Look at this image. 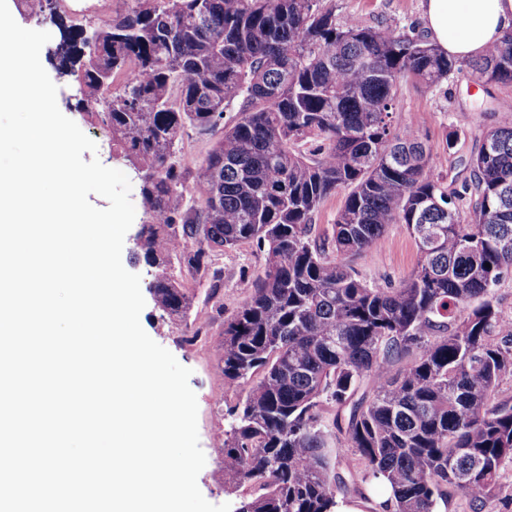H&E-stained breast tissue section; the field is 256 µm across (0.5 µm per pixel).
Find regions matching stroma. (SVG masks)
I'll list each match as a JSON object with an SVG mask.
<instances>
[{"label": "stroma", "instance_id": "stroma-1", "mask_svg": "<svg viewBox=\"0 0 512 512\" xmlns=\"http://www.w3.org/2000/svg\"><path fill=\"white\" fill-rule=\"evenodd\" d=\"M337 18L356 17L364 23L393 25L424 32L421 0H333ZM41 63L58 88L57 103L79 128L97 145V157L107 167L121 168V161L112 157L111 134L100 122L71 111L68 102L74 93L69 80L58 77L47 54ZM512 113V85H481L469 69L450 75L447 82L436 88H425L412 79H402L398 85L393 112L397 128L413 126L420 130L430 147L433 173L445 186L462 190L470 173L465 165L476 154L483 133L504 113ZM454 136V149H446L447 136ZM130 198L138 211L135 224L128 231L122 251L124 267L139 274L142 286H149L155 270L135 257V238L146 216L141 212L138 177H131ZM414 241L400 228L390 229L384 244L353 259V266L366 280L379 285L399 284L406 280L417 263ZM212 261L224 277L217 290H210L205 279L185 277L184 288L193 297V307L187 319L169 318L146 303L140 322L147 334L169 350L178 362L190 368L189 384L198 402V432L206 465L198 476V486L204 498L215 505L226 503L224 471L214 437L224 434V413L237 397L224 391L219 342L224 322L248 296L252 283L265 266V256L254 246L244 244L232 251L214 250Z\"/></svg>", "mask_w": 512, "mask_h": 512}]
</instances>
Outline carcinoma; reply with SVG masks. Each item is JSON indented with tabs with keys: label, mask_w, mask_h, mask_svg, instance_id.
I'll return each mask as SVG.
<instances>
[{
	"label": "carcinoma",
	"mask_w": 512,
	"mask_h": 512,
	"mask_svg": "<svg viewBox=\"0 0 512 512\" xmlns=\"http://www.w3.org/2000/svg\"><path fill=\"white\" fill-rule=\"evenodd\" d=\"M17 4L50 16L72 108L109 129L112 157L140 180L155 307H190L174 266L215 288L210 251L265 254L220 340L225 390L239 395L220 448L233 512H331L338 494L383 484L394 512H438L456 493L494 512L512 463V400L498 398L512 318L495 297L512 274V114L452 193L420 131L391 117L405 77L433 88L466 66L512 84V33L460 61L422 34L338 21L324 0H123L94 26L68 22L56 0ZM189 128L220 134L190 185L178 155ZM339 191L332 234L313 236ZM394 225L418 260L380 286L348 259Z\"/></svg>",
	"instance_id": "cac0c4a2"
}]
</instances>
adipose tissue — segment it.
I'll list each match as a JSON object with an SVG mask.
<instances>
[{"instance_id":"ef3b65f1","label":"adipose tissue","mask_w":512,"mask_h":512,"mask_svg":"<svg viewBox=\"0 0 512 512\" xmlns=\"http://www.w3.org/2000/svg\"><path fill=\"white\" fill-rule=\"evenodd\" d=\"M422 17L440 51L469 60L512 31V0H423Z\"/></svg>"}]
</instances>
